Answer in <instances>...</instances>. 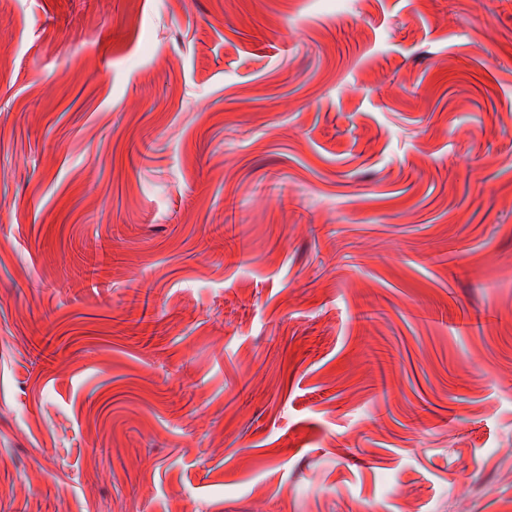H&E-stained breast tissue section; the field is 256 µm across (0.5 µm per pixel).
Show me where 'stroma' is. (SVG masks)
Segmentation results:
<instances>
[{
	"mask_svg": "<svg viewBox=\"0 0 512 512\" xmlns=\"http://www.w3.org/2000/svg\"><path fill=\"white\" fill-rule=\"evenodd\" d=\"M448 504L512 512V0H8L0 512Z\"/></svg>",
	"mask_w": 512,
	"mask_h": 512,
	"instance_id": "1",
	"label": "stroma"
}]
</instances>
